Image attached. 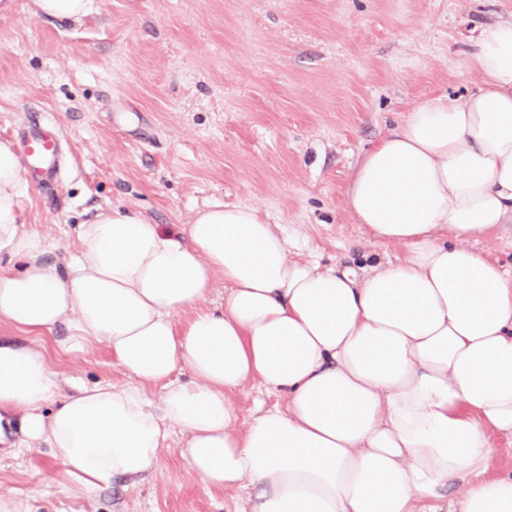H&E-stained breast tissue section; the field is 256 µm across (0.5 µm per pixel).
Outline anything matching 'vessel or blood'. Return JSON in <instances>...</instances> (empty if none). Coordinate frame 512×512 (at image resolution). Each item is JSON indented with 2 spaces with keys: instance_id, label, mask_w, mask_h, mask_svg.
<instances>
[{
  "instance_id": "obj_1",
  "label": "vessel or blood",
  "mask_w": 512,
  "mask_h": 512,
  "mask_svg": "<svg viewBox=\"0 0 512 512\" xmlns=\"http://www.w3.org/2000/svg\"><path fill=\"white\" fill-rule=\"evenodd\" d=\"M22 159L40 184H53L60 171L59 138L50 122H32L18 134Z\"/></svg>"
}]
</instances>
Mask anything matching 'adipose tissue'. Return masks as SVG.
<instances>
[{
	"mask_svg": "<svg viewBox=\"0 0 512 512\" xmlns=\"http://www.w3.org/2000/svg\"><path fill=\"white\" fill-rule=\"evenodd\" d=\"M465 61L474 89L425 100L352 170L355 222L407 250L362 278L224 204L185 226L102 210L55 257L18 222L25 170L0 141V258L22 262L0 265V323L66 328L63 355L105 344L130 377L68 394L43 346L0 342L18 449L88 491L143 478L177 432L235 512H512L491 442L512 435V272L468 246L512 222V18L481 23ZM249 383L286 405L240 431L227 394Z\"/></svg>",
	"mask_w": 512,
	"mask_h": 512,
	"instance_id": "adipose-tissue-1",
	"label": "adipose tissue"
}]
</instances>
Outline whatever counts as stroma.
Returning <instances> with one entry per match:
<instances>
[{
  "label": "stroma",
  "instance_id": "obj_1",
  "mask_svg": "<svg viewBox=\"0 0 512 512\" xmlns=\"http://www.w3.org/2000/svg\"><path fill=\"white\" fill-rule=\"evenodd\" d=\"M81 23L40 17L33 0L0 14V140L39 115L57 128L60 181H28L19 221L74 250L75 229L122 206L187 224L213 203L280 227L290 251L357 274L400 245H374L346 208L360 156L426 99L476 81L465 41L480 0H96ZM0 340L45 347L73 385L127 383L109 349L77 356L0 325ZM173 435L145 478L78 493L49 449L0 444V495L33 512H232Z\"/></svg>",
  "mask_w": 512,
  "mask_h": 512
}]
</instances>
